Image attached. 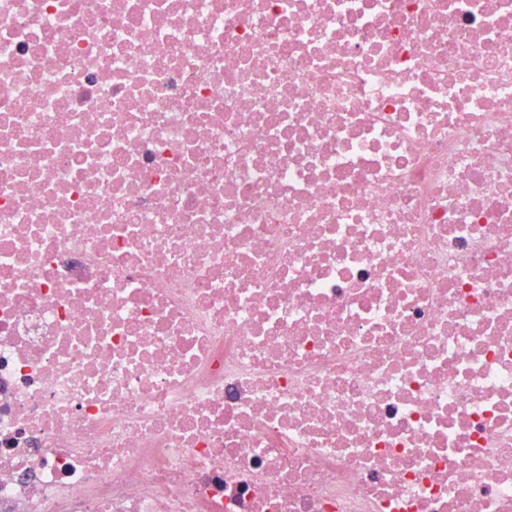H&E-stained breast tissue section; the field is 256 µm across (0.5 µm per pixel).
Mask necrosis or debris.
Listing matches in <instances>:
<instances>
[{
  "label": "necrosis or debris",
  "mask_w": 512,
  "mask_h": 512,
  "mask_svg": "<svg viewBox=\"0 0 512 512\" xmlns=\"http://www.w3.org/2000/svg\"><path fill=\"white\" fill-rule=\"evenodd\" d=\"M0 512H512V0H0Z\"/></svg>",
  "instance_id": "4bbe7bcc"
}]
</instances>
